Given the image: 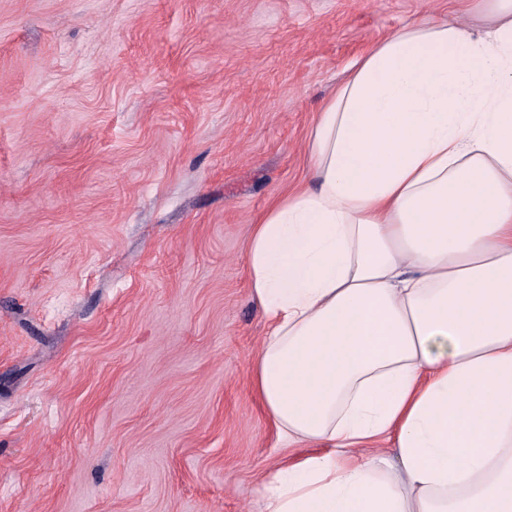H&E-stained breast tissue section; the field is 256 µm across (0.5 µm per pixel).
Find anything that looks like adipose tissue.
<instances>
[{
  "label": "adipose tissue",
  "instance_id": "ef3b65f1",
  "mask_svg": "<svg viewBox=\"0 0 512 512\" xmlns=\"http://www.w3.org/2000/svg\"><path fill=\"white\" fill-rule=\"evenodd\" d=\"M495 11L356 59L310 188L253 226L256 386L297 453L266 512H512V0Z\"/></svg>",
  "mask_w": 512,
  "mask_h": 512
}]
</instances>
